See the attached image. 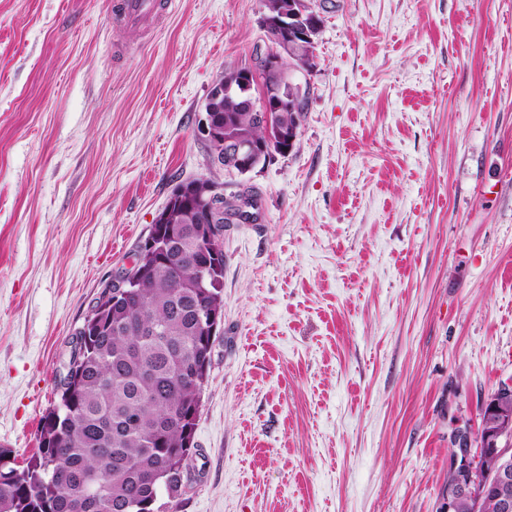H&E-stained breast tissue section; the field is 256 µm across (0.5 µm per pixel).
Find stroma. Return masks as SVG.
I'll return each instance as SVG.
<instances>
[{"label":"stroma","mask_w":512,"mask_h":512,"mask_svg":"<svg viewBox=\"0 0 512 512\" xmlns=\"http://www.w3.org/2000/svg\"><path fill=\"white\" fill-rule=\"evenodd\" d=\"M0 0V448L38 451L106 282L174 187L252 191L165 512H444L455 427L512 386V0H321L294 149L198 131L261 0ZM119 6L131 22H153L158 15L157 0H120Z\"/></svg>","instance_id":"35a3bbf8"}]
</instances>
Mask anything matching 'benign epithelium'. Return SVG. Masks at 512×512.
I'll list each match as a JSON object with an SVG mask.
<instances>
[{"label": "benign epithelium", "instance_id": "obj_1", "mask_svg": "<svg viewBox=\"0 0 512 512\" xmlns=\"http://www.w3.org/2000/svg\"><path fill=\"white\" fill-rule=\"evenodd\" d=\"M323 17L316 0H263L260 28L263 45L251 62L237 68L223 83L211 89L200 132L210 143H224V152L214 162L224 163L245 175L279 154L290 153L296 144L300 122L284 124L280 113L298 112L306 104L311 90L306 73L310 67L315 39L321 31ZM297 64L285 67V58ZM241 100V108L250 113L254 125L264 137L224 135V119L215 107L222 96ZM487 418L479 430V448H471L466 428L453 431L455 445L451 467L455 480L448 487L445 512H456L460 501L485 497L494 488L497 512H512V386L502 387L488 403Z\"/></svg>", "mask_w": 512, "mask_h": 512}]
</instances>
